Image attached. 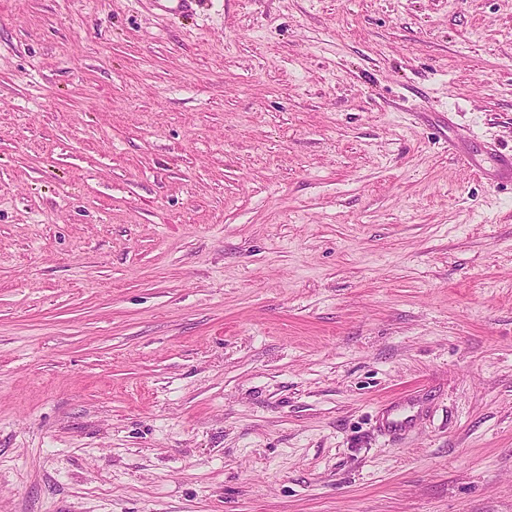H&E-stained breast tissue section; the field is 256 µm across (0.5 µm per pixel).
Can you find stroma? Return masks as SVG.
Here are the masks:
<instances>
[{"instance_id": "35a3bbf8", "label": "stroma", "mask_w": 512, "mask_h": 512, "mask_svg": "<svg viewBox=\"0 0 512 512\" xmlns=\"http://www.w3.org/2000/svg\"><path fill=\"white\" fill-rule=\"evenodd\" d=\"M451 135L512 150V0H0V512H512ZM207 0H155L159 9L172 15L192 17L205 5ZM422 399L420 391H417L408 394L401 400H393L384 404L377 421L379 431L393 442L409 436L414 432L417 422L423 414Z\"/></svg>"}]
</instances>
